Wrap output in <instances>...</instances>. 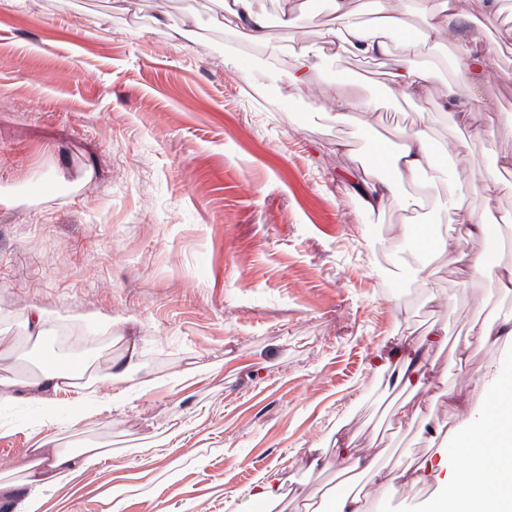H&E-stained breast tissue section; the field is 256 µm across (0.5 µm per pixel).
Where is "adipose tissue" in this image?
I'll return each mask as SVG.
<instances>
[{
    "label": "adipose tissue",
    "mask_w": 512,
    "mask_h": 512,
    "mask_svg": "<svg viewBox=\"0 0 512 512\" xmlns=\"http://www.w3.org/2000/svg\"><path fill=\"white\" fill-rule=\"evenodd\" d=\"M332 21L324 24L321 34L325 41L335 44L337 50L350 51L365 58L386 54L393 34L409 31L405 13L391 7L382 21L369 27L359 24L350 0H330ZM215 17L225 23H236L253 37H261L264 20L252 8V0H210ZM458 0H414V11L422 25L426 39L441 38L457 17ZM459 78L449 84L445 105L450 116L458 123L470 120L477 112L475 91L481 86L487 71V51L480 35L461 40L458 44ZM420 124L402 132L399 150L387 159L389 173L377 177L375 170H367L366 178L358 190L366 204L379 206L386 198L407 182L417 181L426 168L446 173L447 162L434 156L430 143L432 114L421 110ZM462 200L449 196L439 209L448 213V226L437 235L435 243L449 258H456L463 243L474 237L493 240L497 227L494 218L484 214L472 216L468 221H457L455 215ZM446 330L432 329L417 339L405 352L395 353L387 361L388 381L402 389H418L429 383L426 367L428 352L447 343ZM82 373L59 366L56 359H47L40 376L27 384V389L41 401H52L61 391L81 387ZM488 405L481 412H466L465 430L456 445V467L449 476V512H512V371L498 378L488 394ZM104 451L95 445L87 446L80 456L54 453L52 458H39L28 467L31 493L24 502V512H40L42 491L50 484L72 480L89 466L97 464ZM336 459L343 471H359L368 482L384 492L395 489L401 476L378 468L376 460L361 461L349 448H337Z\"/></svg>",
    "instance_id": "ef3b65f1"
}]
</instances>
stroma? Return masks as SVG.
<instances>
[{"mask_svg":"<svg viewBox=\"0 0 512 512\" xmlns=\"http://www.w3.org/2000/svg\"><path fill=\"white\" fill-rule=\"evenodd\" d=\"M309 0H253L263 37L218 25L208 0H12L0 6V380L26 383L44 356L91 360L86 390H125L132 406L82 420L75 392L53 409L0 395V478L12 482L0 512H21L36 436L51 417L57 445L80 453L111 445L112 458L49 487L41 512H261L264 476L286 483L272 512H301L332 490L359 491L384 512H434L440 475L383 493L344 481L337 442L363 455L383 449L401 471L450 459L466 411L484 407L479 376L512 368V340L472 350L464 364L432 351L433 386L408 395L387 385L386 359L431 323L449 343L475 317L512 320V293L471 278L465 260L428 252L400 234L430 236L449 192L465 211L512 217V169L502 188L474 194L473 178L512 153V15L486 23V0H461L457 36L483 28L490 48L483 107L470 126L434 108L433 149L466 139L449 178L422 174L400 197L368 209L353 189L371 153H394L413 125L414 101L393 95L400 59L443 60L432 95L458 75L455 39L365 59L322 39ZM294 24H286L285 15ZM316 48L309 79L288 78L292 52ZM376 103L337 120L332 85ZM413 199L412 208L399 204ZM52 338L26 336L31 307ZM135 342L140 371L124 385L111 354ZM191 366L202 372L182 381ZM420 407L431 432L407 416ZM173 435L175 445L158 447ZM315 452L317 465L307 454Z\"/></svg>","mask_w":512,"mask_h":512,"instance_id":"1","label":"stroma"}]
</instances>
